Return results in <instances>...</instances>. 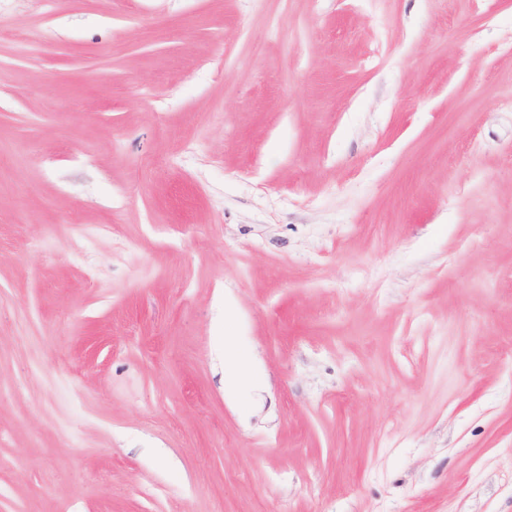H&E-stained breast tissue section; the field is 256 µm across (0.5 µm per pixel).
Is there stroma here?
I'll return each mask as SVG.
<instances>
[{
  "label": "stroma",
  "mask_w": 512,
  "mask_h": 512,
  "mask_svg": "<svg viewBox=\"0 0 512 512\" xmlns=\"http://www.w3.org/2000/svg\"><path fill=\"white\" fill-rule=\"evenodd\" d=\"M0 512H512V0H0ZM247 374L246 368L239 362L233 344L224 343V390L232 393Z\"/></svg>",
  "instance_id": "stroma-1"
}]
</instances>
